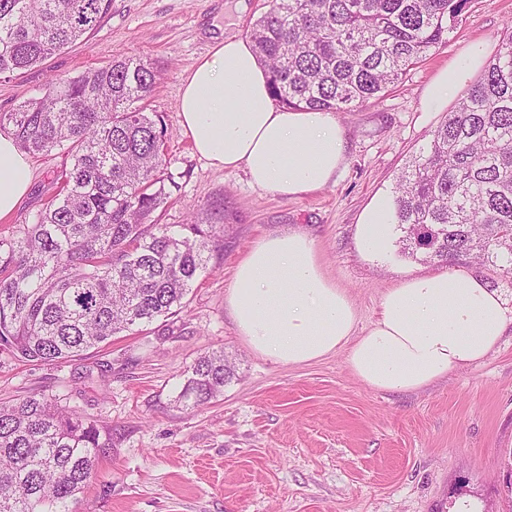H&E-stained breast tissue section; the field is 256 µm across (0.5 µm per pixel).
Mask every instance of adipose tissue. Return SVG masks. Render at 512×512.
I'll list each match as a JSON object with an SVG mask.
<instances>
[{"instance_id": "ef3b65f1", "label": "adipose tissue", "mask_w": 512, "mask_h": 512, "mask_svg": "<svg viewBox=\"0 0 512 512\" xmlns=\"http://www.w3.org/2000/svg\"><path fill=\"white\" fill-rule=\"evenodd\" d=\"M466 55L432 78L423 111L439 110L469 83L480 51L473 45ZM178 115L210 166L244 170L252 185L285 198L325 188L345 161V130L335 115L276 105L270 74L246 38L214 37L184 79ZM32 176L13 136L0 132V217L15 210ZM393 211L391 197L372 199L356 226L360 252L378 254L389 245ZM226 305L254 352L289 366L342 350L358 380L388 393L422 390L484 360L512 324L499 291L478 273L450 268L404 277L383 293L378 320L357 333L353 301L326 275L311 236L297 230L251 248Z\"/></svg>"}]
</instances>
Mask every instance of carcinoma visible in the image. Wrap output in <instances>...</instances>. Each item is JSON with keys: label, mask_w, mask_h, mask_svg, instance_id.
Returning a JSON list of instances; mask_svg holds the SVG:
<instances>
[{"label": "carcinoma", "mask_w": 512, "mask_h": 512, "mask_svg": "<svg viewBox=\"0 0 512 512\" xmlns=\"http://www.w3.org/2000/svg\"><path fill=\"white\" fill-rule=\"evenodd\" d=\"M467 0H270L249 29L272 93L289 107L345 112L378 98L448 43ZM112 0H0V78L10 79L92 31ZM152 63L115 55L0 112L19 148L59 154L55 195L29 224L0 236V351L66 362L175 314L211 259L224 208L173 235L151 222L163 205L171 138L139 102ZM402 256L512 269V25L398 180ZM234 377L224 351L191 367L177 402L191 410ZM112 429L45 394L0 403V512H72Z\"/></svg>", "instance_id": "obj_1"}]
</instances>
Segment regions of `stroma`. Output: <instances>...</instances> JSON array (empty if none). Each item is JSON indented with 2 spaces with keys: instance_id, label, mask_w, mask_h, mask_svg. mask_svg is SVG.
<instances>
[{
  "instance_id": "stroma-1",
  "label": "stroma",
  "mask_w": 512,
  "mask_h": 512,
  "mask_svg": "<svg viewBox=\"0 0 512 512\" xmlns=\"http://www.w3.org/2000/svg\"><path fill=\"white\" fill-rule=\"evenodd\" d=\"M269 0H112L75 45L9 80L0 112L118 54L155 63L146 100L171 134L165 169L175 186L159 214L174 226L220 204L224 234L183 312L115 336L110 346L58 364L0 353V402L44 393L112 428V446L74 512H505L512 462V327L482 363L420 391L380 392L357 380L344 353L288 366L251 350L224 303L236 263L262 237L301 229L327 275L352 298L360 327L376 321L383 292L421 263L398 248L369 257L355 247L358 216L445 119L421 109L437 71L474 42L493 57L512 0H468L445 47L410 68L377 100L338 113L347 159L329 186L283 198L244 170L211 167L181 130L182 81L213 37L246 36ZM33 180L0 236L30 223L53 193L57 156L31 157ZM223 351L235 375L216 400L176 406L195 360Z\"/></svg>"
}]
</instances>
